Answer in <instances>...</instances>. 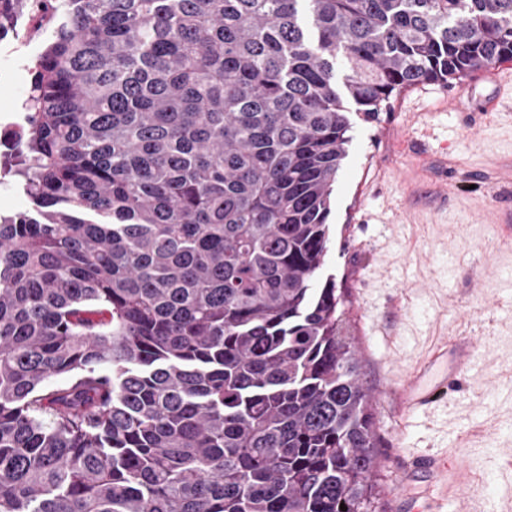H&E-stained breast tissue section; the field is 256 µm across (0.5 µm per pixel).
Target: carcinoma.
<instances>
[{
    "label": "carcinoma",
    "mask_w": 512,
    "mask_h": 512,
    "mask_svg": "<svg viewBox=\"0 0 512 512\" xmlns=\"http://www.w3.org/2000/svg\"><path fill=\"white\" fill-rule=\"evenodd\" d=\"M56 16L9 171L32 209L0 217V512H376L373 397L321 277L344 100L376 120L512 60V0Z\"/></svg>",
    "instance_id": "obj_1"
}]
</instances>
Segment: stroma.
<instances>
[{"instance_id":"1","label":"stroma","mask_w":512,"mask_h":512,"mask_svg":"<svg viewBox=\"0 0 512 512\" xmlns=\"http://www.w3.org/2000/svg\"><path fill=\"white\" fill-rule=\"evenodd\" d=\"M490 69L446 84L402 90L380 121L350 112L352 141L333 187L324 275L345 290V315L374 397L377 512H512V100L481 111ZM430 105L435 138L405 146V109ZM462 102L460 112L449 110ZM477 336L482 378L461 375L448 406L405 417L400 384L427 351L451 336ZM466 456L432 493L411 504L397 486L406 460ZM493 497L466 495L476 480Z\"/></svg>"}]
</instances>
